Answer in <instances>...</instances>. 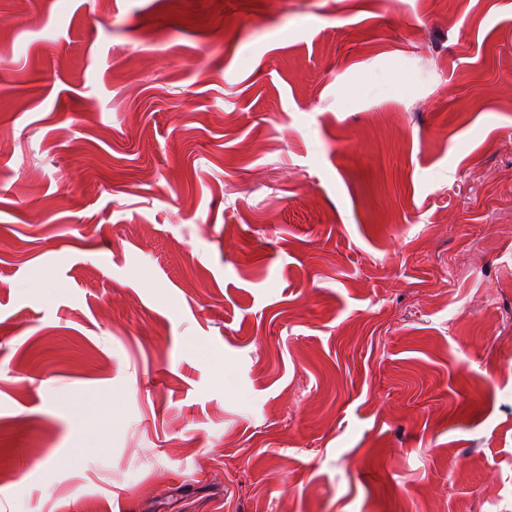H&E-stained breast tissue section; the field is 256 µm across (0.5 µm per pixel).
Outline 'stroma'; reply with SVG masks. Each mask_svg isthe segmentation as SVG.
<instances>
[{
  "label": "stroma",
  "instance_id": "1",
  "mask_svg": "<svg viewBox=\"0 0 512 512\" xmlns=\"http://www.w3.org/2000/svg\"><path fill=\"white\" fill-rule=\"evenodd\" d=\"M0 21V512H512V0Z\"/></svg>",
  "mask_w": 512,
  "mask_h": 512
}]
</instances>
